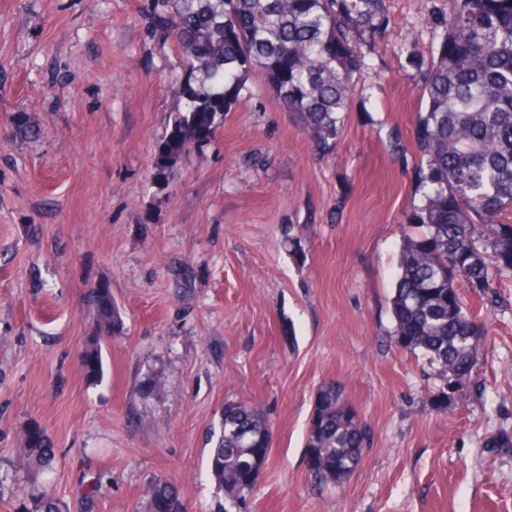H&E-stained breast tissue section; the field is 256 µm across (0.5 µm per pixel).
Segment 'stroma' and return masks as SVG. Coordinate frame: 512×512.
<instances>
[{"mask_svg": "<svg viewBox=\"0 0 512 512\" xmlns=\"http://www.w3.org/2000/svg\"><path fill=\"white\" fill-rule=\"evenodd\" d=\"M334 154L250 73L210 141L157 178L184 69L166 0H0V512L47 489L62 512H143L155 479L213 512L207 436L251 400L273 431L247 512H512V272L469 289L489 336L448 406L419 352L395 346L400 229L422 196L414 125L448 0H386ZM28 114L39 134L15 131ZM109 289L121 333L105 377L79 353ZM157 388H150V381ZM367 430L344 484L309 477L319 387ZM38 425L52 470H17Z\"/></svg>", "mask_w": 512, "mask_h": 512, "instance_id": "35a3bbf8", "label": "stroma"}]
</instances>
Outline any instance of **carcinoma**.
I'll return each instance as SVG.
<instances>
[{"mask_svg": "<svg viewBox=\"0 0 512 512\" xmlns=\"http://www.w3.org/2000/svg\"><path fill=\"white\" fill-rule=\"evenodd\" d=\"M171 27L181 49L185 111L166 136L155 163L165 174L187 148L212 137L218 119L237 105L249 73L258 71L279 101L331 154L342 133L363 47L386 31L385 0H171ZM444 39L424 76L425 101L415 122L422 204L402 228L398 276L390 298L396 345L424 353L438 368L433 402L445 406L464 391L487 329L467 310L458 285L483 297L494 277L512 272V0H448ZM97 333L81 356L92 382L104 377L101 340L123 329L105 288L89 294ZM25 436L27 457L50 464V437L40 427ZM272 442V428L255 403L230 401L208 442L216 512H236L250 492L240 483L244 440ZM365 441L359 417L334 381L317 391L305 447L318 467L311 477L341 485L358 464ZM146 512H188L177 486L148 484ZM23 512H59L47 493Z\"/></svg>", "mask_w": 512, "mask_h": 512, "instance_id": "carcinoma-1", "label": "carcinoma"}]
</instances>
